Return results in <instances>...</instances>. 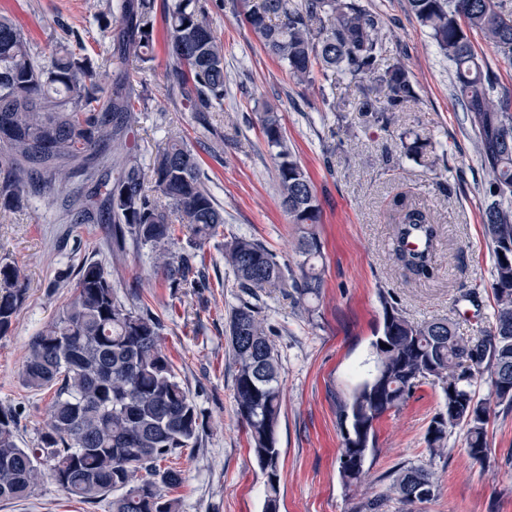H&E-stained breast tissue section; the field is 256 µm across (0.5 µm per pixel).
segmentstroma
I'll use <instances>...</instances> for the list:
<instances>
[{
  "mask_svg": "<svg viewBox=\"0 0 512 512\" xmlns=\"http://www.w3.org/2000/svg\"><path fill=\"white\" fill-rule=\"evenodd\" d=\"M361 2L380 16L385 55L404 63L416 91L415 100L385 129L366 124L359 110L364 89L349 75L337 74L331 83L297 84L224 0H199L224 42V109L210 115V139L198 140L193 113L172 94L164 53L137 72L147 108L129 145L142 167L151 170L169 137L183 136L224 211L218 235L201 249L208 287L172 299L148 250L130 246L114 253L111 225L69 223L65 195L79 190V181L0 210V262L16 265L27 288L10 332L0 336V408L19 411L25 446H32L45 427L52 394L23 385L24 350L69 297L66 274L95 260L114 274L119 296L145 300L163 320L162 347L204 413L199 448L186 450L177 461L185 475L174 491L182 512H263L264 478L233 400L234 367L224 330L239 291L224 264L222 244L230 235H246L280 261L297 260L298 229L280 205L275 164L260 132L257 106L267 103L280 113L288 143L312 180L321 208L316 230L323 242L324 288L314 303L315 316H308L290 289L265 292L259 299L262 314L277 329L273 343L282 366L280 512H353L363 498L380 500L378 512H512V407H491L489 463L467 455L458 429L449 434L445 455L433 459L425 434L441 398L427 386L376 423L363 483L349 491L339 475L343 432L336 405L370 368L371 342L383 322L381 295H393L409 320L445 319L463 337L490 331L495 307L484 223L485 171L454 95L451 66L407 0ZM108 12L109 0H0V14L23 29L40 60L62 42L105 63L111 43L100 23ZM326 96L340 102V112L325 111ZM406 132L429 138L423 156L405 154L400 137ZM401 195L429 208L440 228L432 280L413 279L391 258L390 214ZM426 463L439 477L435 498L407 506L390 496L387 475L393 468ZM0 512L110 508L105 501L69 498L46 478L29 499L0 501Z\"/></svg>",
  "mask_w": 512,
  "mask_h": 512,
  "instance_id": "obj_1",
  "label": "stroma"
}]
</instances>
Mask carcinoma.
Instances as JSON below:
<instances>
[{
  "label": "carcinoma",
  "instance_id": "1",
  "mask_svg": "<svg viewBox=\"0 0 512 512\" xmlns=\"http://www.w3.org/2000/svg\"><path fill=\"white\" fill-rule=\"evenodd\" d=\"M246 24L264 50L299 84L336 71L369 81L374 98L362 112L373 124H388L416 92L404 64H381L380 18L361 0H240ZM410 10L454 69L460 97L482 167L485 211L493 254L490 283L496 308L493 330L463 339L446 320L416 323L397 303L383 302V325L371 342L374 370L337 408L349 427L340 456L345 487L356 485L374 447L375 423L404 406L412 392L429 386L442 407L426 432L431 456L448 447V433L465 429L466 452L488 459L490 402L512 407V391L479 395L477 387L512 388V110L493 100L494 84L473 36L479 35L512 65V14L494 0H408ZM112 28V72L60 45L46 63L31 54L22 31L0 16V210L31 193L63 189L73 176L90 183L66 205L73 224H110L116 249L132 243L148 249L172 293L204 288L205 265L194 250L217 236L224 223L202 180L196 153L179 137L154 160L153 188L125 137L139 123L144 93L131 73L154 61L156 0H116ZM166 70L172 89L195 113L200 137L212 133L209 114L224 111V43L197 0H165ZM150 30H145V27ZM263 139L273 155L282 207L299 236L296 268L280 263L260 242L246 236L224 241V262L233 287L247 299L227 318L229 354L235 368L236 414L264 473V512H279L281 453L277 446L281 361L271 336L275 328L252 299L268 288H292L302 300L323 287L316 261L322 241L315 230L320 210L313 184L288 146L278 113H260ZM392 258L418 279L433 276L439 227L425 209L393 201ZM191 235L190 249L174 250L176 226ZM71 298L26 347L21 380L34 391L54 390L48 422L31 447L19 445V415L0 409V501L25 500L44 477L80 502L109 500L111 512H182L170 491L183 483L170 466L183 449L199 445L202 412L178 380L162 350L163 322L141 302L117 294L112 274L98 262L80 267ZM26 298L19 270L0 265V336L6 335ZM385 346H380V343ZM419 491L432 500L434 472L425 465L394 471L389 493L412 504Z\"/></svg>",
  "mask_w": 512,
  "mask_h": 512
}]
</instances>
